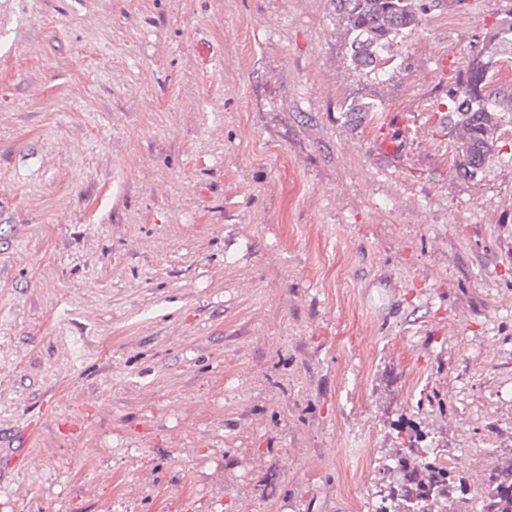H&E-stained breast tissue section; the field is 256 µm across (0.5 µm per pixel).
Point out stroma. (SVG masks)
<instances>
[{
  "label": "stroma",
  "mask_w": 512,
  "mask_h": 512,
  "mask_svg": "<svg viewBox=\"0 0 512 512\" xmlns=\"http://www.w3.org/2000/svg\"><path fill=\"white\" fill-rule=\"evenodd\" d=\"M511 10L435 0L381 83L329 0H0V512H377L411 436L476 512L512 136L465 175L442 100Z\"/></svg>",
  "instance_id": "35a3bbf8"
}]
</instances>
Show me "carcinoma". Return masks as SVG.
Listing matches in <instances>:
<instances>
[{"instance_id": "cac0c4a2", "label": "carcinoma", "mask_w": 512, "mask_h": 512, "mask_svg": "<svg viewBox=\"0 0 512 512\" xmlns=\"http://www.w3.org/2000/svg\"><path fill=\"white\" fill-rule=\"evenodd\" d=\"M345 17V42L350 64L374 79L396 68L393 46L418 31L427 4L423 0H332ZM493 63L472 60L448 88V141L458 169L471 176L495 150L502 113L512 112V94L497 96L490 73ZM402 480L386 484L379 512H441L456 487V473L432 459L414 465L398 461ZM479 512H512V455L485 473L477 492Z\"/></svg>"}]
</instances>
